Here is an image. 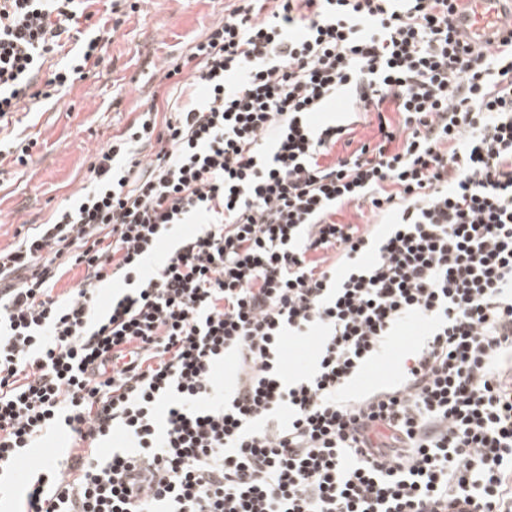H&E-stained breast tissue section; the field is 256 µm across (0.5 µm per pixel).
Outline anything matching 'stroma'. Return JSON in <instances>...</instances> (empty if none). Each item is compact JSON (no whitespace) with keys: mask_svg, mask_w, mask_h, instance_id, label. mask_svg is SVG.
<instances>
[{"mask_svg":"<svg viewBox=\"0 0 512 512\" xmlns=\"http://www.w3.org/2000/svg\"><path fill=\"white\" fill-rule=\"evenodd\" d=\"M225 0H136L106 44L104 61L61 98L21 113L40 144L27 165L0 173V248L26 225L51 221L65 200L88 184L97 149L120 134L148 106L168 113L178 92L163 79L164 61L189 55Z\"/></svg>","mask_w":512,"mask_h":512,"instance_id":"stroma-1","label":"stroma"}]
</instances>
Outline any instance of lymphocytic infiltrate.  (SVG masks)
<instances>
[{"mask_svg":"<svg viewBox=\"0 0 512 512\" xmlns=\"http://www.w3.org/2000/svg\"><path fill=\"white\" fill-rule=\"evenodd\" d=\"M97 2L0 0V166L37 144L12 114L102 63L126 0ZM455 2L230 0L163 67L187 100L0 248V490L73 440L8 512H512V39L461 41ZM413 324L396 379L347 396ZM37 446L39 447L34 450L26 462V464L31 463V468L42 459V455H48L57 448H69L70 438L65 431H56L38 442Z\"/></svg>","mask_w":512,"mask_h":512,"instance_id":"obj_1","label":"lymphocytic infiltrate"}]
</instances>
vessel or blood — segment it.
<instances>
[{
    "label": "vessel or blood",
    "mask_w": 512,
    "mask_h": 512,
    "mask_svg": "<svg viewBox=\"0 0 512 512\" xmlns=\"http://www.w3.org/2000/svg\"><path fill=\"white\" fill-rule=\"evenodd\" d=\"M457 33L479 47L494 41L496 32H512V0H459Z\"/></svg>",
    "instance_id": "vessel-or-blood-1"
}]
</instances>
